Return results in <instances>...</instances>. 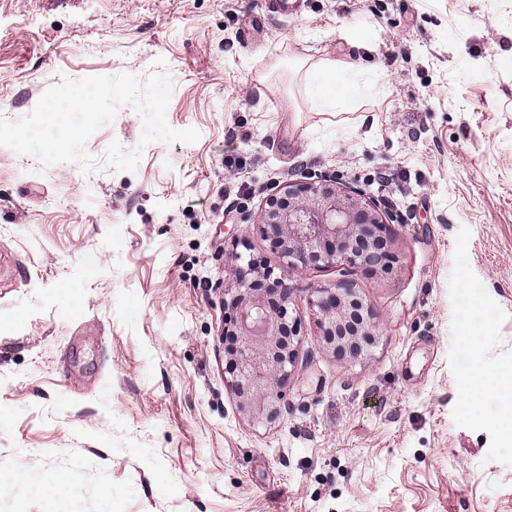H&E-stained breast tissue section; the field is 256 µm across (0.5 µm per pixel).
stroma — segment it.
<instances>
[{
  "label": "stroma",
  "instance_id": "35a3bbf8",
  "mask_svg": "<svg viewBox=\"0 0 512 512\" xmlns=\"http://www.w3.org/2000/svg\"><path fill=\"white\" fill-rule=\"evenodd\" d=\"M159 58L196 143L133 174L0 146V512H512V0H0V117ZM324 59L358 65L336 114L295 69ZM142 127L122 107L85 152ZM301 173L393 214V271L268 251L263 205ZM236 237L302 321L272 428L224 380ZM341 283L383 326L357 359L308 303Z\"/></svg>",
  "mask_w": 512,
  "mask_h": 512
}]
</instances>
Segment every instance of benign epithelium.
I'll return each instance as SVG.
<instances>
[{
    "label": "benign epithelium",
    "mask_w": 512,
    "mask_h": 512,
    "mask_svg": "<svg viewBox=\"0 0 512 512\" xmlns=\"http://www.w3.org/2000/svg\"><path fill=\"white\" fill-rule=\"evenodd\" d=\"M362 197L360 189L335 177L313 181L304 176L266 200L258 229L270 249L296 271L342 263L372 274L388 272L400 261L388 222L375 201ZM250 250L248 239L233 240L235 281L224 290L229 317L222 336L235 345L225 349L224 372L239 411L254 424L272 427L285 408L300 324L290 311L292 288L284 280L264 288L251 280L259 270L268 278L271 270ZM310 304L317 310L323 346L335 354L356 357L382 333L370 306L349 285L314 288Z\"/></svg>",
    "instance_id": "7a95c632"
}]
</instances>
